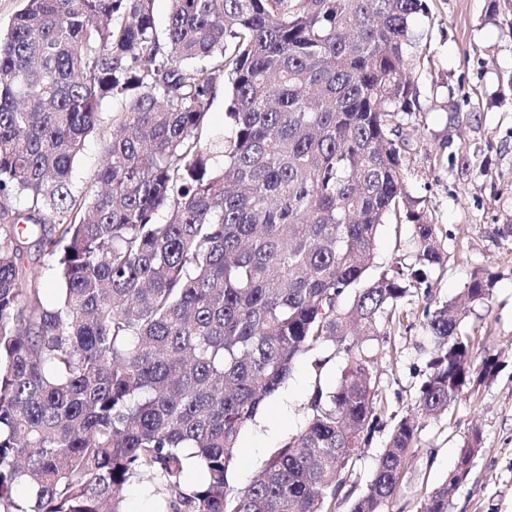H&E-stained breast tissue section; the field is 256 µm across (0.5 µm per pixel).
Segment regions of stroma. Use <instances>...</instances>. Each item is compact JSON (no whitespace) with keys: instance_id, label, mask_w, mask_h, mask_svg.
<instances>
[{"instance_id":"stroma-1","label":"stroma","mask_w":512,"mask_h":512,"mask_svg":"<svg viewBox=\"0 0 512 512\" xmlns=\"http://www.w3.org/2000/svg\"><path fill=\"white\" fill-rule=\"evenodd\" d=\"M498 3L496 20L489 23V0H428L430 15L419 21L430 34L431 60L417 82L420 134L403 151L406 186L448 232L444 263L430 274L437 301L455 298L474 272L491 275L487 302L469 308L461 328L496 364L471 395L454 403L449 416L424 422L393 512H418L475 427L482 449L448 512H512V237L491 235L494 225L512 224V0ZM412 249V225H383L375 270ZM423 306L420 297L406 298L399 324L380 339L383 411L379 429L345 472L356 491L366 488L394 424L414 406L426 378L430 351ZM322 356L319 350L300 356L284 386L245 426L231 487H245L302 427L300 406L315 381H338L342 360L315 370Z\"/></svg>"}]
</instances>
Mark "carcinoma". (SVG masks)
Masks as SVG:
<instances>
[{
    "instance_id": "carcinoma-1",
    "label": "carcinoma",
    "mask_w": 512,
    "mask_h": 512,
    "mask_svg": "<svg viewBox=\"0 0 512 512\" xmlns=\"http://www.w3.org/2000/svg\"><path fill=\"white\" fill-rule=\"evenodd\" d=\"M170 2L163 38L152 0H24L0 35V512H124L136 482L159 512H333L379 424L368 343L413 288L429 372L351 509L389 512L421 422L473 381L460 311L491 288L476 274L435 300L441 227L405 184L427 0ZM223 87L231 135L208 143ZM114 100L106 163L77 185ZM403 217L413 253L365 278ZM322 346L316 368L344 359L335 387L316 380L303 427L234 490L242 429ZM480 444L475 428L420 512H448Z\"/></svg>"
}]
</instances>
